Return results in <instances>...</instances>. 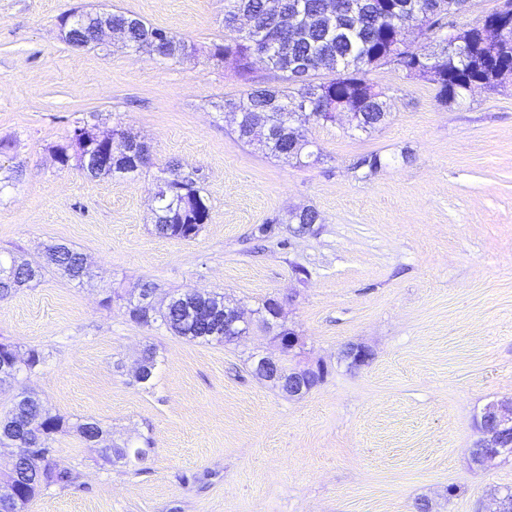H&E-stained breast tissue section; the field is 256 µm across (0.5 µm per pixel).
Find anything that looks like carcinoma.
<instances>
[{
    "mask_svg": "<svg viewBox=\"0 0 512 512\" xmlns=\"http://www.w3.org/2000/svg\"><path fill=\"white\" fill-rule=\"evenodd\" d=\"M359 9L353 18L343 17L344 27L328 30L322 26L298 24L283 44L282 52L275 58L264 61L266 67L282 73L279 86H261L253 83L251 74L256 63V37L276 39L281 34L280 12L269 0H226L224 10V42L215 43L210 49V58L218 63L230 62L238 76L245 82L239 96L224 100L225 111L234 115L239 140L250 143L257 121H263L271 134L261 150L278 159L293 161L302 167L321 162L319 153L311 150L309 141L300 127L288 121V113L294 110L302 94L309 95L310 111L319 114L320 121L334 122L332 112L336 102L344 99L360 113L357 129L375 131L385 125L390 115L385 93L370 81L371 70L388 65L386 57L407 53L398 48L392 38L395 26L404 22L413 24L434 35L438 50L430 54L433 66L423 74L436 85L435 98L441 104L458 102L466 97L469 86L488 78L481 69L482 60L491 57L500 69L512 74V40L502 44L483 42L478 27L470 28L471 40L462 52H453L441 38L448 25V0H357ZM244 15L255 26L252 32L243 33L236 25L237 18ZM112 28L122 32L125 46L148 55H157L160 60L178 61L188 56L185 41L176 35L154 27L142 18L127 12L112 13ZM65 43H85L97 47L98 36L93 26H87L71 37L61 36ZM331 72L327 78L318 77V69ZM112 139L117 141V159L112 170L101 177L124 176L134 172L132 161L148 152L146 144L112 130ZM197 196L205 201L202 189L195 178H182L181 189L169 192L156 200L154 209L155 232L171 239L195 238L210 218V208L201 209L191 198ZM320 214L313 208H304L288 214V223L295 225L293 233L303 235L320 223ZM49 267L81 269L84 254L61 244L47 261ZM41 273L21 268L7 280L0 277V300L13 296L20 288L38 279ZM205 308H218V316L208 320L190 321L186 317L189 304ZM224 296L202 295L186 290L170 297L169 303L153 314H148L136 305L129 311L130 319L142 326L150 327L161 322L173 334L199 343L227 342L224 337ZM47 356L41 348H28L20 360L22 366L10 372L0 370V384L11 383L19 376H30L41 371ZM67 420L52 413L40 400L22 392L11 408L0 414V448H51L55 434L61 432ZM81 437L92 442L105 433L102 424L94 419L75 423ZM142 459L144 451L130 449L128 445L108 446L105 458L128 460L131 456ZM22 489L19 501L0 498V512H25L28 503L41 486L57 485L64 488L72 484L73 471L51 457L45 464L30 466L24 460L16 461L10 473Z\"/></svg>",
    "mask_w": 512,
    "mask_h": 512,
    "instance_id": "1",
    "label": "carcinoma"
}]
</instances>
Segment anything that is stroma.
I'll return each instance as SVG.
<instances>
[{
  "label": "stroma",
  "mask_w": 512,
  "mask_h": 512,
  "mask_svg": "<svg viewBox=\"0 0 512 512\" xmlns=\"http://www.w3.org/2000/svg\"><path fill=\"white\" fill-rule=\"evenodd\" d=\"M73 8L137 15L192 55L69 46L59 18ZM223 18L224 0H0V252L38 264L64 243L93 271L79 284L50 268L0 300V342L50 354L0 389V412L24 388L71 422L55 457L77 480L42 489L27 512H413L420 498L478 512L512 486V457H468L476 413L512 394V81L445 106L431 81L373 70L387 123H306L324 160L300 168L238 140L224 114L244 85L208 58ZM84 123L146 143L152 166L117 179L61 167L55 146ZM369 153L373 172L356 165ZM172 159L210 205L189 240L154 231V178ZM308 207L322 222L295 235L285 219ZM146 281L161 301L194 289L254 310L280 298L327 379L293 400L254 376L252 357L275 351L257 321L226 345L136 325L126 301ZM350 343L372 351L369 365L348 367ZM148 346L159 365L144 389L133 373ZM87 418L104 424L103 444L76 431ZM127 440L143 460L104 459L103 445Z\"/></svg>",
  "instance_id": "35a3bbf8"
}]
</instances>
